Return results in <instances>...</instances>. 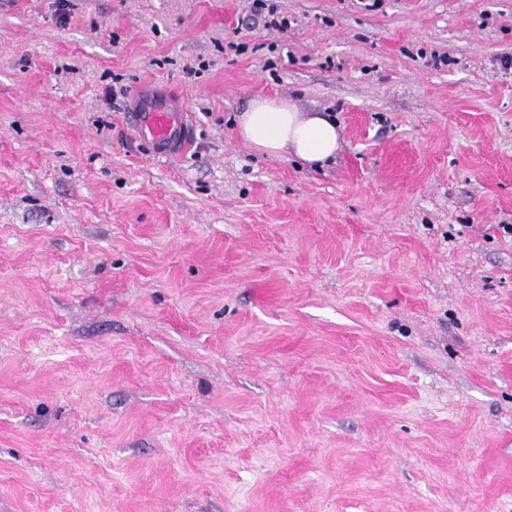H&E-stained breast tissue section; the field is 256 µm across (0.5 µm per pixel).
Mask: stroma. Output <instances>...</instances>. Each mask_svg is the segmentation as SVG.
<instances>
[{
	"label": "stroma",
	"mask_w": 512,
	"mask_h": 512,
	"mask_svg": "<svg viewBox=\"0 0 512 512\" xmlns=\"http://www.w3.org/2000/svg\"><path fill=\"white\" fill-rule=\"evenodd\" d=\"M368 2L0 0V512H512V0ZM324 112H299L284 98L254 100L237 118L240 137L258 152L292 154L316 166L330 164L339 150L336 121ZM134 131L158 157L176 155L189 145L191 133L183 109L177 102L162 107L148 100L130 114Z\"/></svg>",
	"instance_id": "35a3bbf8"
}]
</instances>
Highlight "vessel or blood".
<instances>
[{"label": "vessel or blood", "instance_id": "1", "mask_svg": "<svg viewBox=\"0 0 512 512\" xmlns=\"http://www.w3.org/2000/svg\"><path fill=\"white\" fill-rule=\"evenodd\" d=\"M133 128L149 151L158 157L178 154L191 141V133L179 103L162 106L146 101L142 108L130 114Z\"/></svg>", "mask_w": 512, "mask_h": 512}]
</instances>
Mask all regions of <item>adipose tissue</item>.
I'll use <instances>...</instances> for the list:
<instances>
[{
    "label": "adipose tissue",
    "mask_w": 512,
    "mask_h": 512,
    "mask_svg": "<svg viewBox=\"0 0 512 512\" xmlns=\"http://www.w3.org/2000/svg\"><path fill=\"white\" fill-rule=\"evenodd\" d=\"M240 137L258 152L278 157L291 154L324 166L335 158L339 131L335 121L319 112H302L284 98L258 99L237 118Z\"/></svg>",
    "instance_id": "1"
}]
</instances>
